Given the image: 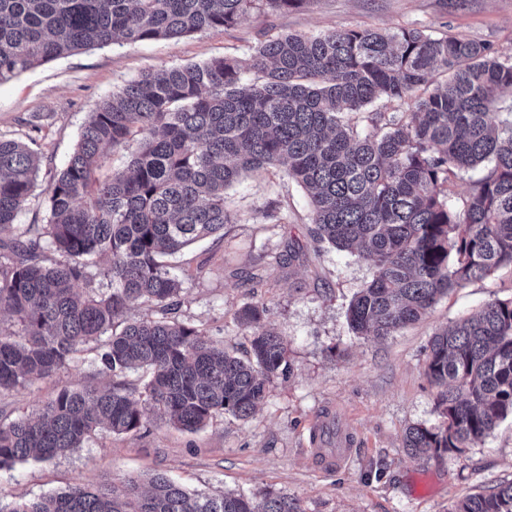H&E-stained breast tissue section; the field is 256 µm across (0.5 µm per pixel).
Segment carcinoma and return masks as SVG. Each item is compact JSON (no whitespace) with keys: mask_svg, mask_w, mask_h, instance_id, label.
I'll use <instances>...</instances> for the list:
<instances>
[{"mask_svg":"<svg viewBox=\"0 0 512 512\" xmlns=\"http://www.w3.org/2000/svg\"><path fill=\"white\" fill-rule=\"evenodd\" d=\"M306 2L0 0V83L89 46L181 38L230 27L258 6ZM248 70L261 77L243 81ZM416 90L415 111L375 112L371 133L345 119ZM505 90L512 62L482 43L407 28L336 29L267 40L247 62L151 71L103 100L53 177L46 223L22 228L0 252V310L18 326L0 331V392L55 374L93 344L112 383L65 388L37 415L0 422V467L73 451L102 428L137 433L148 410L187 432L217 414L246 419L273 379L287 376L285 342L258 306L237 312L251 336L245 358L179 321L182 282L163 261L224 231V192L247 172L287 165L308 193L313 239L371 262L372 280L347 310L357 336H390L448 292L512 268V120L492 118ZM131 140L127 169L96 177L105 151ZM39 165L27 145L0 138V232L15 227ZM478 167L462 205L449 204L450 177ZM94 257L108 258L100 270L108 288L81 294ZM143 304L160 317L113 331L115 318ZM426 367L444 422L409 428L404 447L437 459L485 439L512 416V299L434 333ZM138 372L143 384L127 380ZM0 512L302 510L286 494L212 496L157 473L146 490L135 479L120 489L76 484ZM452 512H512V484Z\"/></svg>","mask_w":512,"mask_h":512,"instance_id":"obj_1","label":"carcinoma"}]
</instances>
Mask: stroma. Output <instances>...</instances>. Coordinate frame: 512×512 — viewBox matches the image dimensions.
<instances>
[{"label":"stroma","instance_id":"stroma-1","mask_svg":"<svg viewBox=\"0 0 512 512\" xmlns=\"http://www.w3.org/2000/svg\"><path fill=\"white\" fill-rule=\"evenodd\" d=\"M336 28L420 29L487 44L512 59V0H308L302 7L254 10L230 28L178 39L94 46L0 83V138L41 158L21 225L46 221L54 174L71 156L90 112L142 74L162 67L244 58L269 38L315 36ZM232 222L173 259L181 279V320L218 344L245 350L235 315L263 308L264 324L285 341L292 372L275 379L245 420L216 415L194 433L147 411L138 433L97 431L82 448L47 461L0 468V501L35 498L75 484L122 487L163 473L191 490L261 497L283 492L302 512H451L458 500L512 482V418L483 442L427 460L403 446L407 428L437 427L438 390L426 373L428 341L483 304L512 299V269L455 289L429 315L380 340L354 336L346 312L372 277L370 263L310 236L305 191L279 167L250 173L225 192ZM297 241L303 253L276 258ZM93 354L32 385L0 393V418L35 414L64 388L108 382ZM349 451L328 469L322 454Z\"/></svg>","mask_w":512,"mask_h":512}]
</instances>
